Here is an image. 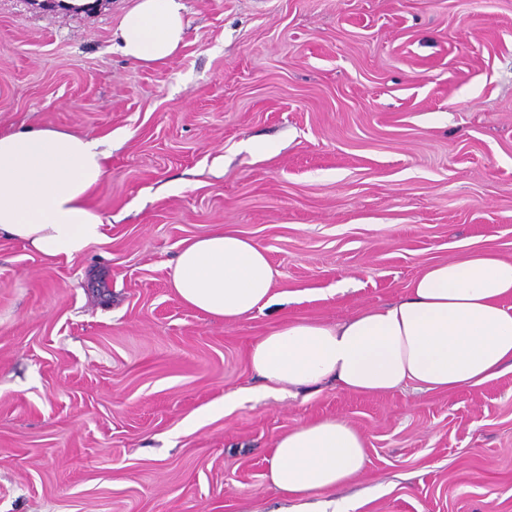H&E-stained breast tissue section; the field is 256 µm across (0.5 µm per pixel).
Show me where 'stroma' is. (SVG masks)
<instances>
[{"label":"stroma","mask_w":512,"mask_h":512,"mask_svg":"<svg viewBox=\"0 0 512 512\" xmlns=\"http://www.w3.org/2000/svg\"><path fill=\"white\" fill-rule=\"evenodd\" d=\"M135 2L0 0V131L110 149L101 242L49 263L0 235V512H290L270 450L323 417L366 438L335 493L356 512H512L511 369L270 393L249 363L284 315L394 302L460 244L512 259V0H183L165 63L116 46ZM217 224L266 250L287 305L180 301L168 264Z\"/></svg>","instance_id":"35a3bbf8"}]
</instances>
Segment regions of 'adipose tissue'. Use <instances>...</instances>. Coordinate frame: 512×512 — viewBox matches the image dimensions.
Wrapping results in <instances>:
<instances>
[{"mask_svg":"<svg viewBox=\"0 0 512 512\" xmlns=\"http://www.w3.org/2000/svg\"><path fill=\"white\" fill-rule=\"evenodd\" d=\"M184 10L182 0H138L116 32L121 52L136 62L170 61L184 40ZM106 157L99 139L67 131L0 134V234L49 261L100 242L104 220L91 197L106 177ZM170 269L179 299L215 319H249L278 296L265 250L220 224L182 242ZM249 361L272 391L327 380L365 394L481 384L512 368V260L466 249L428 267L401 299L341 323L284 318L252 345ZM366 465L354 426L318 419L276 439L267 480L296 500V512H328V503L310 504L309 496L336 490Z\"/></svg>","mask_w":512,"mask_h":512,"instance_id":"ef3b65f1","label":"adipose tissue"}]
</instances>
